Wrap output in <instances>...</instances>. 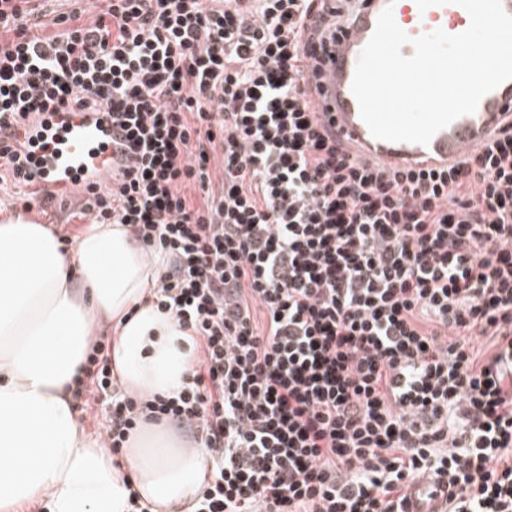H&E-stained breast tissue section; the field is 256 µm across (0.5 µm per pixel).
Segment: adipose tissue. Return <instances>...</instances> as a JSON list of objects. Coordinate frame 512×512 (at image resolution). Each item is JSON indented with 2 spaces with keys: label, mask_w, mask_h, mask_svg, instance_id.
Masks as SVG:
<instances>
[{
  "label": "adipose tissue",
  "mask_w": 512,
  "mask_h": 512,
  "mask_svg": "<svg viewBox=\"0 0 512 512\" xmlns=\"http://www.w3.org/2000/svg\"><path fill=\"white\" fill-rule=\"evenodd\" d=\"M165 255H145L122 224H93L69 250L55 228L0 222V512H174L205 480L206 453L163 424L114 457L77 420L72 387L102 324L123 387L173 394L196 362L187 332L148 296Z\"/></svg>",
  "instance_id": "ef3b65f1"
}]
</instances>
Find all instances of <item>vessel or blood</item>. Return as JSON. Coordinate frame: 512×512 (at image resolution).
<instances>
[{
    "label": "vessel or blood",
    "mask_w": 512,
    "mask_h": 512,
    "mask_svg": "<svg viewBox=\"0 0 512 512\" xmlns=\"http://www.w3.org/2000/svg\"><path fill=\"white\" fill-rule=\"evenodd\" d=\"M335 40L320 49L321 87L317 108L329 121L337 139L360 163L444 169L489 141L505 115L512 113V79L486 94L477 110L453 121L439 131L429 145L375 139L359 112L351 85L361 51L371 38L380 13L392 8L398 26L409 36L440 28L450 34L467 29L470 17L461 6H434L419 11L415 0H351ZM30 139L52 138L54 146L37 151L31 167L29 190H73L92 177H106L102 159L112 154V119L99 109L69 126H57L55 118L42 117L28 129Z\"/></svg>",
    "instance_id": "obj_1"
}]
</instances>
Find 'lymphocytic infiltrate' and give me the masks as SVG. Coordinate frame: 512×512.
I'll list each match as a JSON object with an SVG mask.
<instances>
[{"instance_id": "1", "label": "lymphocytic infiltrate", "mask_w": 512, "mask_h": 512, "mask_svg": "<svg viewBox=\"0 0 512 512\" xmlns=\"http://www.w3.org/2000/svg\"><path fill=\"white\" fill-rule=\"evenodd\" d=\"M318 0H0V182L29 122L108 108L112 167L82 215L170 266L157 310L196 366L119 386L95 342L106 448L147 421L200 435L191 512H512V121L454 168L353 162L315 107ZM264 323H257L256 313Z\"/></svg>"}]
</instances>
